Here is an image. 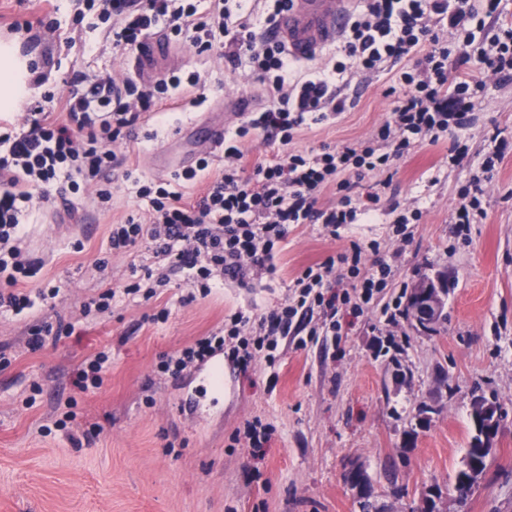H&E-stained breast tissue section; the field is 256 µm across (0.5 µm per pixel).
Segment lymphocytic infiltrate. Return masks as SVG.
I'll return each mask as SVG.
<instances>
[{
  "label": "lymphocytic infiltrate",
  "mask_w": 512,
  "mask_h": 512,
  "mask_svg": "<svg viewBox=\"0 0 512 512\" xmlns=\"http://www.w3.org/2000/svg\"><path fill=\"white\" fill-rule=\"evenodd\" d=\"M250 2L210 0L202 11L197 0H85L74 16L79 25L86 13L96 15L107 40L121 51L140 49L163 27L198 52L217 53L235 66L248 62L267 98L264 108L248 112L225 138L221 169H213L205 155L156 183L125 171L136 197L148 201L151 211L149 218L132 212L113 224L109 251L120 255L149 245L158 261L154 268H132L125 295L150 300L174 274L205 296L227 282L245 286L275 276L290 225L317 224L332 237L344 225L374 223L381 196L362 191V183L376 177L382 188L389 187V172L399 162L424 144L437 143L448 129L470 124L488 80L512 82V24L500 20L501 0H484L480 10L471 0H364L345 26L332 65L306 72L272 35L290 0H267L260 29L250 21ZM473 58L479 66L471 70L467 64ZM453 62L463 65V72L450 75ZM52 66L48 54L29 63L33 95L26 112L0 115V283L5 286L0 310L17 315L32 309L36 299L60 293L56 286L34 296L20 289L38 270L21 241L37 219L39 201L57 191L110 206L109 173L120 163L115 144L143 121L165 124L168 101L203 102L195 73H172L146 85L108 71L77 72L68 92L58 94L46 88ZM351 70L389 73L383 91L392 101L389 118L354 145L292 149L307 122L347 111L340 82ZM259 134L286 151L246 167L241 142ZM502 156L501 147L492 146L480 173L460 189L456 223H472L482 214L483 184ZM199 183L203 192L192 196L191 187ZM330 187L338 192L336 203L320 206ZM391 273L387 260L365 265L361 247H353L307 267L294 282L291 301L263 313L240 309L226 315L223 332L162 357L158 367L179 372L218 350L241 368L259 356L275 366L280 343L298 336L303 320L321 312L322 335H337L338 313L347 308L362 313L387 288Z\"/></svg>",
  "instance_id": "f902f5d3"
}]
</instances>
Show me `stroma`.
<instances>
[{
    "instance_id": "1",
    "label": "stroma",
    "mask_w": 512,
    "mask_h": 512,
    "mask_svg": "<svg viewBox=\"0 0 512 512\" xmlns=\"http://www.w3.org/2000/svg\"><path fill=\"white\" fill-rule=\"evenodd\" d=\"M40 13L39 0H0V40H16L32 60L51 51L59 63L52 71L57 92L66 91L76 70L130 72L131 54L113 50L87 26L75 31L73 48L9 30V23ZM84 41L97 50L83 53ZM180 70L200 74L206 101L170 114L164 129L144 123L117 147L136 176L170 178V171L153 167L161 152L174 159L208 154L222 165L223 148L201 129L231 131L240 120L223 117L218 96L266 101L248 66L231 68L188 45ZM387 80L382 72L361 81L347 112L303 126L292 149L368 139L392 108L383 95ZM496 131L507 149L485 184L484 215L459 229L458 192L484 162ZM455 136L448 131L398 165L378 223L350 224L333 237L315 224L290 226L269 287L218 288L186 304L189 289L176 275L149 302H117L91 322L80 318L85 302L106 286L122 288L132 267L155 262L143 246L112 257L105 269L96 265L111 225L148 204L130 194L119 169L107 210L53 194L28 227L24 247L42 268L26 288L60 286L54 311L75 331L32 352L24 343L41 310L0 312V345L13 354L11 365L0 368V512H362L343 479L354 464L371 483L377 512H416L430 488L441 512H512V82L488 84L464 133L469 153L457 162L448 155ZM416 209L419 220L398 233L396 219ZM372 242L377 251H369ZM356 244L366 262L391 261L393 276L371 308L344 319L339 336H309L301 346L285 341L273 368L260 358L245 371L225 364L220 393L204 381L203 366L176 375L158 371L162 356L222 329L229 311L280 306L305 268ZM442 273L448 276L443 323L422 329L402 313L386 320L384 303ZM165 308L167 322L150 321ZM103 349L112 353L111 368L99 388L80 391L78 370ZM476 388L506 416L494 463L461 502L453 483L471 437ZM70 401L71 433H43ZM254 420L267 428L265 447L235 439Z\"/></svg>"
}]
</instances>
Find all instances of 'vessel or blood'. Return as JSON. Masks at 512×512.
I'll return each mask as SVG.
<instances>
[{
	"instance_id": "1",
	"label": "vessel or blood",
	"mask_w": 512,
	"mask_h": 512,
	"mask_svg": "<svg viewBox=\"0 0 512 512\" xmlns=\"http://www.w3.org/2000/svg\"><path fill=\"white\" fill-rule=\"evenodd\" d=\"M357 3L358 0H292L278 23L276 36L293 59L304 63L314 61L338 42L344 23ZM174 51L164 32L151 33L132 61L135 75L154 70L162 58Z\"/></svg>"
}]
</instances>
